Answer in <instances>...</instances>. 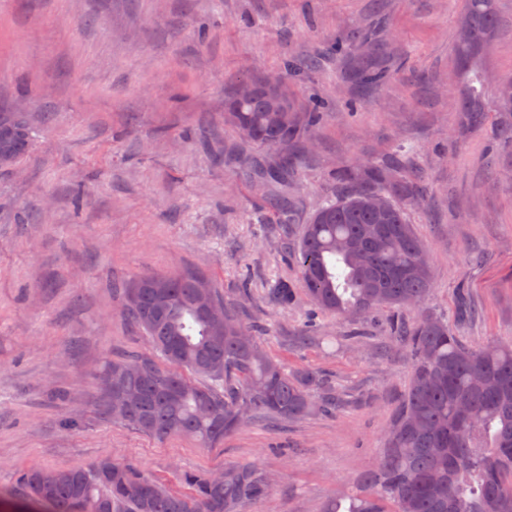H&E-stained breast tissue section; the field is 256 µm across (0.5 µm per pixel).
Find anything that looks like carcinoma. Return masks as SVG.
Instances as JSON below:
<instances>
[{"label":"carcinoma","mask_w":512,"mask_h":512,"mask_svg":"<svg viewBox=\"0 0 512 512\" xmlns=\"http://www.w3.org/2000/svg\"><path fill=\"white\" fill-rule=\"evenodd\" d=\"M495 0H463L455 38L461 78L481 65L480 51L497 29ZM373 44L360 46L359 83H385L388 70L369 61ZM224 113L245 146L284 148L273 166H251L269 187L288 185L301 158L303 136L323 117L321 102L295 112H270L254 95ZM466 122L485 112L480 91L457 100ZM16 165L30 150L26 113L0 112V148ZM348 191L319 206L302 227L296 263L301 288L321 311L356 321L382 308H411L432 292L431 263L408 224L401 199L421 196L402 161H366L342 168ZM385 200L382 210L368 198ZM124 314L149 338L158 356L108 358L101 377L124 378L136 400L129 406L100 400L112 421L158 440L193 439L211 448L262 416L293 421L336 407V389L308 370L288 373L196 270L152 273L124 289ZM389 335L410 354L411 378L393 419L390 441L362 490L331 501L325 512H512V341L468 345L448 319L432 311L410 323L394 319ZM73 480L50 485L60 473L33 466L21 477L25 512H249L269 489L267 475L247 463L211 472H184L193 493H171L137 469L105 454L69 469Z\"/></svg>","instance_id":"1"}]
</instances>
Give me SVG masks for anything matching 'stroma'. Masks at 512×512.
<instances>
[{"mask_svg": "<svg viewBox=\"0 0 512 512\" xmlns=\"http://www.w3.org/2000/svg\"><path fill=\"white\" fill-rule=\"evenodd\" d=\"M463 0H0V107L26 100L32 151L0 169V492L33 465L72 468L112 454L188 492L185 471L255 463L271 479L252 512H323L357 492L387 442L411 363L379 310L349 339L298 283L287 249L299 225L346 188L339 169L404 157L419 175L405 209L429 247L430 310L471 345L512 339V141L496 79L512 77V0L484 51L486 119L467 124L454 32ZM378 43L392 78L360 92L336 43ZM294 98H322L288 193L298 225L272 222L271 190L250 161L279 150L240 139L224 103L246 77L283 72ZM198 268L255 326L288 370L307 369L346 396L332 415L259 420L215 448L156 440L99 413L108 357L151 354L122 313L125 282ZM294 285L288 306L277 282ZM314 325L326 343L294 346ZM344 337L342 347L330 339Z\"/></svg>", "mask_w": 512, "mask_h": 512, "instance_id": "obj_1", "label": "stroma"}]
</instances>
